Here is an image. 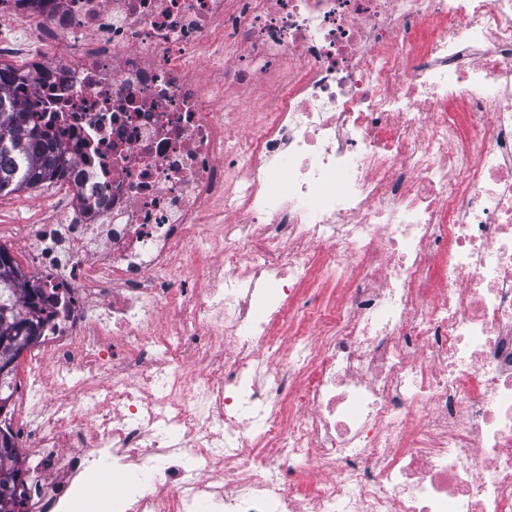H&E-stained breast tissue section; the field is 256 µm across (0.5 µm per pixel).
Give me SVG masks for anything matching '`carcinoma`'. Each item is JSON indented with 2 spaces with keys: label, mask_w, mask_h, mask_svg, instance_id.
<instances>
[{
  "label": "carcinoma",
  "mask_w": 512,
  "mask_h": 512,
  "mask_svg": "<svg viewBox=\"0 0 512 512\" xmlns=\"http://www.w3.org/2000/svg\"><path fill=\"white\" fill-rule=\"evenodd\" d=\"M17 89L15 72L0 63V194L49 185L69 168L65 153L54 145L50 128L34 123L19 105ZM48 309V297L42 289L30 287L18 263L0 270V336H18L20 349L30 345L20 331L26 326L41 335L42 313ZM21 472L18 448L0 455V474L15 478ZM19 505L15 489L0 483V512H17Z\"/></svg>",
  "instance_id": "obj_1"
}]
</instances>
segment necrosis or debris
Masks as SVG:
<instances>
[{"mask_svg": "<svg viewBox=\"0 0 512 512\" xmlns=\"http://www.w3.org/2000/svg\"><path fill=\"white\" fill-rule=\"evenodd\" d=\"M4 25L72 160L22 238L53 299L24 512L103 456L136 485L116 512H512V0H0Z\"/></svg>", "mask_w": 512, "mask_h": 512, "instance_id": "obj_1", "label": "necrosis or debris"}]
</instances>
